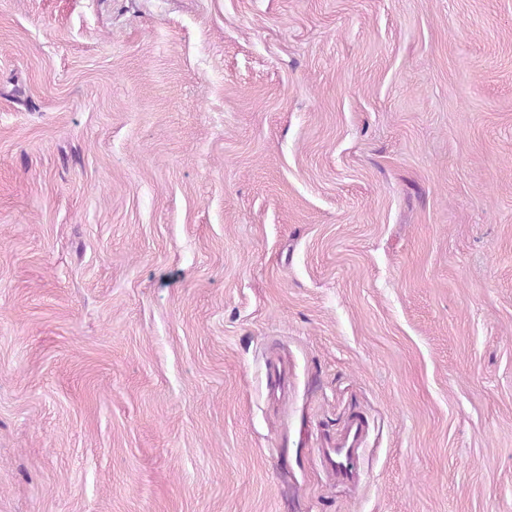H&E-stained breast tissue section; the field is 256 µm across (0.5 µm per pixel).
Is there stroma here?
Returning a JSON list of instances; mask_svg holds the SVG:
<instances>
[{
    "instance_id": "35a3bbf8",
    "label": "stroma",
    "mask_w": 512,
    "mask_h": 512,
    "mask_svg": "<svg viewBox=\"0 0 512 512\" xmlns=\"http://www.w3.org/2000/svg\"><path fill=\"white\" fill-rule=\"evenodd\" d=\"M0 512H512V0H0Z\"/></svg>"
}]
</instances>
